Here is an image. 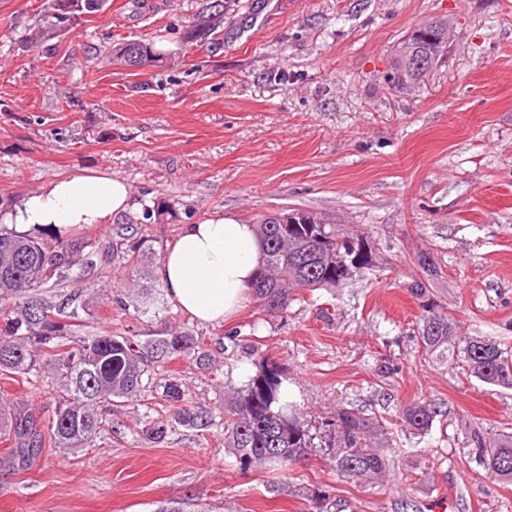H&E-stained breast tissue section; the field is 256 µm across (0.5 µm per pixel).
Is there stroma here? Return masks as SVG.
Returning <instances> with one entry per match:
<instances>
[{
	"label": "stroma",
	"mask_w": 512,
	"mask_h": 512,
	"mask_svg": "<svg viewBox=\"0 0 512 512\" xmlns=\"http://www.w3.org/2000/svg\"><path fill=\"white\" fill-rule=\"evenodd\" d=\"M214 32L189 36L213 0H108L64 34H47V0H0V214L59 177L108 171L131 189L128 212L71 233L94 244L83 266L42 296L86 309L88 333L180 331L200 347L163 359L207 428L172 425L154 389L108 416L94 444L45 445L25 470L4 464L10 407L0 408V512H396L402 497L445 512H512V483L474 472L464 429L512 433V390L461 365L424 359L417 259L462 336L512 347V0H223ZM453 20L440 60L415 85L389 83L397 43ZM127 40L164 61L112 60ZM306 210L366 236L372 267L342 287L296 290L286 309L250 299L231 321L202 325L165 300L132 319L181 225L217 212L247 222ZM150 220H143V211ZM144 256L131 266L130 244ZM236 342H229V335ZM276 363L309 424L342 408L386 425L390 477L356 485L312 451L288 472H241L224 450V398ZM18 407L51 416L55 385L31 373ZM427 402L430 431L400 409ZM171 426L159 443L144 432Z\"/></svg>",
	"instance_id": "obj_1"
}]
</instances>
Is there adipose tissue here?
Returning <instances> with one entry per match:
<instances>
[{"mask_svg":"<svg viewBox=\"0 0 512 512\" xmlns=\"http://www.w3.org/2000/svg\"><path fill=\"white\" fill-rule=\"evenodd\" d=\"M128 183L109 172L74 175L47 183L0 216L20 233L60 234L81 225L108 224L128 211ZM262 261L255 225L217 213L184 225L169 242L155 275L174 303L201 324L224 322L249 299Z\"/></svg>","mask_w":512,"mask_h":512,"instance_id":"adipose-tissue-1","label":"adipose tissue"}]
</instances>
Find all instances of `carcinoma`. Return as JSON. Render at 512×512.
<instances>
[{
	"label": "carcinoma",
	"instance_id": "obj_1",
	"mask_svg": "<svg viewBox=\"0 0 512 512\" xmlns=\"http://www.w3.org/2000/svg\"><path fill=\"white\" fill-rule=\"evenodd\" d=\"M62 0H53L51 23L55 34L84 12L105 8L106 0L90 4L70 0L64 13ZM448 45V26L425 23L404 38L394 50L392 81L405 85L419 78L418 63L436 60ZM113 56L129 67L162 61L152 42L128 41L113 49ZM276 215L258 225L263 262L251 294L274 312L287 305L297 288H339L357 272L373 266V254L363 238L352 241L335 224H283ZM29 238L0 225V376L8 381L29 374L44 364L57 384L52 416L45 422L20 410L11 420L10 454L21 465L44 447L46 440L59 448L88 447L100 432L112 403L136 395L145 376L155 375L159 359L186 353L197 339L185 332L142 341L138 336L99 333L81 336L74 330L75 311L67 312L36 296L49 282H60L81 261L88 242L58 240L27 248ZM421 277L410 288L425 299L417 323L419 344L425 356L446 364L465 363L480 381L512 389V356L496 340L484 336H459L448 313L429 297V281L437 267L418 260ZM281 372L275 363L263 365L245 388L224 403V447L236 458L239 469L269 467L286 470L311 448L320 449L336 473L350 482H379L388 477L386 455L371 442V426L355 408H343L329 429L312 426L293 402L281 403ZM156 388L164 400L177 404L175 423L196 424L198 414L182 404L178 382L160 377ZM436 412L431 405L414 402L404 406L401 418L416 434L432 426ZM465 454L470 463L512 483V436L473 427L466 434Z\"/></svg>",
	"mask_w": 512,
	"mask_h": 512
}]
</instances>
